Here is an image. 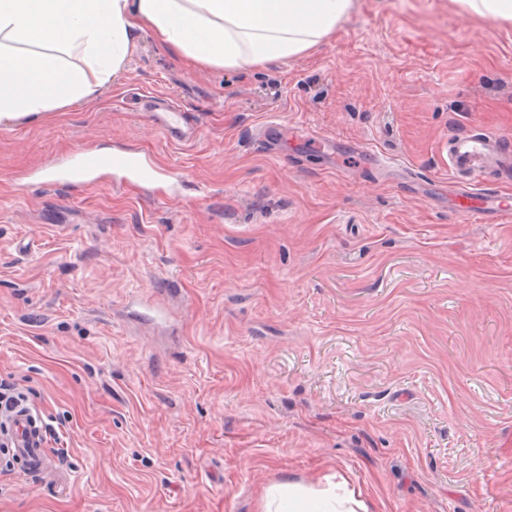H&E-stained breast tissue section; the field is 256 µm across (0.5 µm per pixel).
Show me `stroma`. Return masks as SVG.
I'll list each match as a JSON object with an SVG mask.
<instances>
[{
  "mask_svg": "<svg viewBox=\"0 0 512 512\" xmlns=\"http://www.w3.org/2000/svg\"><path fill=\"white\" fill-rule=\"evenodd\" d=\"M464 130L512 144V25L455 0H355L258 69L144 31L95 99L1 125L0 379L68 461L0 474V512H258L322 472L369 512H512V221L454 212ZM79 147L162 175L37 177ZM155 124L165 131L175 141H188L194 137L195 130L189 128L184 121L183 113L179 111L175 103L167 98L160 108V112L153 114ZM186 127V129H184Z\"/></svg>",
  "mask_w": 512,
  "mask_h": 512,
  "instance_id": "stroma-1",
  "label": "stroma"
}]
</instances>
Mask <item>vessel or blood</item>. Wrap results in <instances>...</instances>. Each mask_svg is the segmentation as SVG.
<instances>
[{"label":"vessel or blood","mask_w":512,"mask_h":512,"mask_svg":"<svg viewBox=\"0 0 512 512\" xmlns=\"http://www.w3.org/2000/svg\"><path fill=\"white\" fill-rule=\"evenodd\" d=\"M155 124L175 141L191 140L194 129L185 125L182 112L173 101H165L160 111L154 113ZM448 168L452 175L461 176L458 192V211L472 217L480 224H500L512 217V201L500 195L481 192L478 183L484 174L512 164V153L500 138L486 132L463 131L449 137L444 143ZM110 172L122 180L130 178L148 181L153 177L149 160L127 152L75 153L65 164L46 169L49 179H62L74 183L90 184L102 173ZM8 432L7 451L20 473L26 476H43L53 469V458L47 447L39 419L34 413L16 414Z\"/></svg>","instance_id":"1"}]
</instances>
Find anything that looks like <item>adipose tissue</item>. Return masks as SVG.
I'll return each mask as SVG.
<instances>
[{"label":"adipose tissue","mask_w":512,"mask_h":512,"mask_svg":"<svg viewBox=\"0 0 512 512\" xmlns=\"http://www.w3.org/2000/svg\"><path fill=\"white\" fill-rule=\"evenodd\" d=\"M354 0H0V124L93 98L143 30L188 64L249 69L302 57ZM259 512H368L361 489L324 477L262 489Z\"/></svg>","instance_id":"1"}]
</instances>
